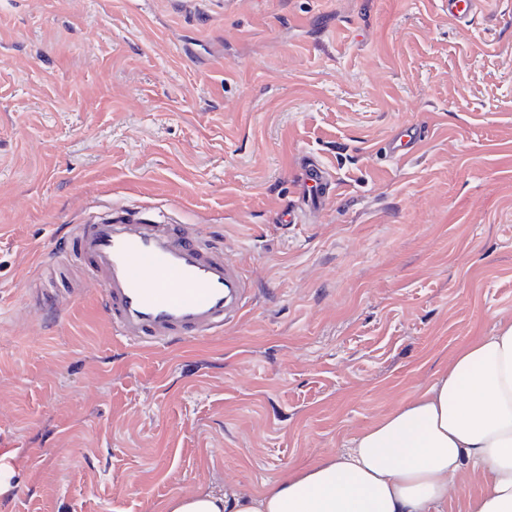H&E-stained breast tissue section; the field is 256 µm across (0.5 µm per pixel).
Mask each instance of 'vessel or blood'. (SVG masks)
Instances as JSON below:
<instances>
[{"label":"vessel or blood","instance_id":"1","mask_svg":"<svg viewBox=\"0 0 512 512\" xmlns=\"http://www.w3.org/2000/svg\"><path fill=\"white\" fill-rule=\"evenodd\" d=\"M319 205L333 179L305 167ZM90 280L119 336L151 345L204 339L243 315L251 292L240 264L195 224L112 220L84 224L76 239Z\"/></svg>","mask_w":512,"mask_h":512}]
</instances>
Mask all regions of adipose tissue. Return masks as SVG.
Wrapping results in <instances>:
<instances>
[{
    "mask_svg": "<svg viewBox=\"0 0 512 512\" xmlns=\"http://www.w3.org/2000/svg\"><path fill=\"white\" fill-rule=\"evenodd\" d=\"M470 512H512V325L461 348L414 399L347 448L288 472L262 494L174 497L169 512H441L464 471Z\"/></svg>",
    "mask_w": 512,
    "mask_h": 512,
    "instance_id": "adipose-tissue-1",
    "label": "adipose tissue"
}]
</instances>
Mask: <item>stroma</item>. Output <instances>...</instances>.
I'll return each mask as SVG.
<instances>
[{
  "instance_id": "35a3bbf8",
  "label": "stroma",
  "mask_w": 512,
  "mask_h": 512,
  "mask_svg": "<svg viewBox=\"0 0 512 512\" xmlns=\"http://www.w3.org/2000/svg\"><path fill=\"white\" fill-rule=\"evenodd\" d=\"M109 218L212 231L240 321L119 336L71 244ZM508 324L512 0H0V512L260 494ZM305 179L313 183L316 187L315 192H308L302 195V199L307 198V202L321 205L326 201L330 194L333 179L330 173L316 162H312L305 167ZM312 186V187H313Z\"/></svg>"
}]
</instances>
